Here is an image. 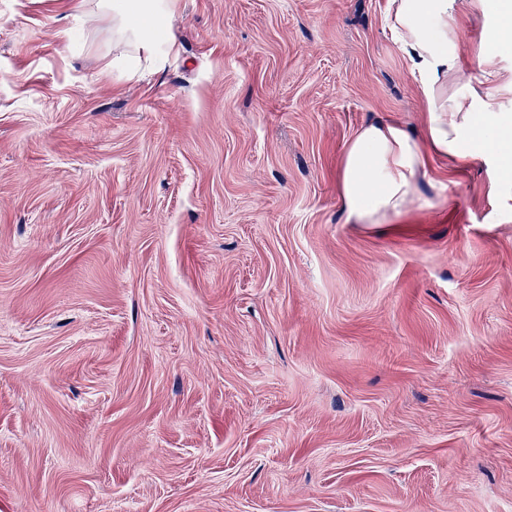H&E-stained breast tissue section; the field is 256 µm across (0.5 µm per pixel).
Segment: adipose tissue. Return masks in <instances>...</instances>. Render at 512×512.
Wrapping results in <instances>:
<instances>
[{"mask_svg":"<svg viewBox=\"0 0 512 512\" xmlns=\"http://www.w3.org/2000/svg\"><path fill=\"white\" fill-rule=\"evenodd\" d=\"M484 0H387L384 21L397 49L407 60L424 101L422 136L410 135L391 119L362 127L347 143L338 163L337 186L349 224H371L398 216L415 201L418 179L430 155L473 160L487 155L503 178L512 177V114L499 111L494 94L478 104L449 95L452 78L497 81V49L481 47L475 58L459 49L463 29L460 6L481 9ZM176 0H73L75 12L104 19L122 51L112 61L119 71L141 61L163 66L174 49L172 38L156 43L148 25L169 23Z\"/></svg>","mask_w":512,"mask_h":512,"instance_id":"ef3b65f1","label":"adipose tissue"}]
</instances>
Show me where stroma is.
<instances>
[{
  "label": "stroma",
  "mask_w": 512,
  "mask_h": 512,
  "mask_svg": "<svg viewBox=\"0 0 512 512\" xmlns=\"http://www.w3.org/2000/svg\"><path fill=\"white\" fill-rule=\"evenodd\" d=\"M69 2L0 0V512H512V179L342 215L423 132L385 0H177L131 75Z\"/></svg>",
  "instance_id": "stroma-1"
}]
</instances>
